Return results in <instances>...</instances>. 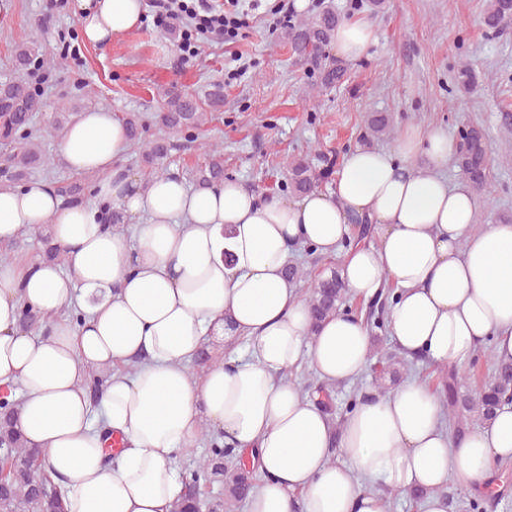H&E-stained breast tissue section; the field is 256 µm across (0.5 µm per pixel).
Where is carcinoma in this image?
Listing matches in <instances>:
<instances>
[{
    "instance_id": "1",
    "label": "carcinoma",
    "mask_w": 512,
    "mask_h": 512,
    "mask_svg": "<svg viewBox=\"0 0 512 512\" xmlns=\"http://www.w3.org/2000/svg\"><path fill=\"white\" fill-rule=\"evenodd\" d=\"M343 21L336 12L333 0H323L319 9L288 25L285 37L292 51L307 60L310 72L321 90H329L340 84L346 70L341 62L329 53L336 27ZM481 23L489 35H497L512 27V0H488ZM43 47L35 37L15 46L12 53L13 67L28 71L40 63ZM166 111L158 112L155 123L166 128L193 130L203 122L204 113L196 97L185 91L172 89L166 93ZM44 103L35 89L17 79L0 80V146L9 150L8 181H21L29 171L49 167L50 158L43 153L37 138L50 134V130L35 123L36 114L43 111ZM130 139L139 141L144 132L140 115L132 113L123 118ZM392 132L388 116L374 114L368 119L366 132L359 138L363 143L369 137L380 138ZM168 153L161 142H148L142 161L151 167V176H162L164 170L157 162ZM207 158L193 175V182L206 187L224 179V153L216 145L206 149ZM493 160V148L485 131L469 125L459 131V143L454 164L476 193L484 191ZM329 170H321L304 158H293L288 162V192L302 196L316 191ZM395 294L394 286L387 282L377 295L370 299L366 308L356 311L363 317L370 332L383 334L388 330V314ZM347 291L339 271L311 283V295L307 299L314 323H319L341 311L346 303ZM49 322V316L28 305L21 309V325L38 331ZM485 363L490 378L472 395L458 391L461 378L455 369L441 370L442 391L448 414V428L454 435L471 428L477 418L483 422L491 420L496 409L506 401H512V363L497 360L492 348L478 351L470 362L475 367ZM19 400L7 392L0 400V446L11 449L7 459H0V512H64L63 491L46 470L41 452L29 448L16 424ZM202 444L205 452L182 471L187 484V494L176 505L174 512H224V506L246 504L253 483L245 463L236 469L224 466L228 444L221 432L204 431ZM224 483V496L207 501L200 498V481ZM505 492L490 491L477 494L469 500V512H487V507L501 501Z\"/></svg>"
}]
</instances>
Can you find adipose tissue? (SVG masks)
<instances>
[{"label": "adipose tissue", "mask_w": 512, "mask_h": 512, "mask_svg": "<svg viewBox=\"0 0 512 512\" xmlns=\"http://www.w3.org/2000/svg\"><path fill=\"white\" fill-rule=\"evenodd\" d=\"M77 9L94 44L143 15L141 0H78ZM375 38L368 21L346 20L333 48L353 60ZM128 146L110 110L84 111L59 156L95 175L92 201L64 204L42 182L0 190V245L45 230L64 258L0 265V386L19 387V427L65 477L67 512H172L185 492L177 460L207 427L260 476L248 512H387L388 493L417 490L424 512H448L447 481L491 484L494 462L512 459V403L455 438L437 389L409 378L337 428L318 396L281 377L304 355L327 385L369 365L361 318L341 312L313 325L286 274L293 247L335 254L356 215L377 242L345 251L340 275L362 300L395 284L389 326L401 352L452 367L489 343L512 360V224L476 223L472 188L445 173L456 152L445 129L408 128L391 152L354 148L330 191L296 200H260L237 179L194 189L171 173L145 186L120 164ZM107 207L144 217L136 242L104 228ZM23 302L52 317L50 332L20 326ZM74 306L78 324L66 315ZM230 333L246 342L236 366L193 376L197 353ZM94 373L107 377L95 400L85 387ZM110 434L124 443L111 462Z\"/></svg>", "instance_id": "ef3b65f1"}]
</instances>
